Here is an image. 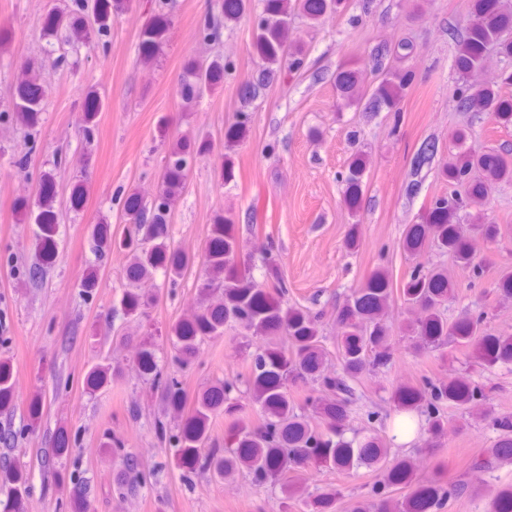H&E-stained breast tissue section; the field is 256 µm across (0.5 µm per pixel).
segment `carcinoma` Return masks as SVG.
I'll use <instances>...</instances> for the list:
<instances>
[{
  "label": "carcinoma",
  "instance_id": "cac0c4a2",
  "mask_svg": "<svg viewBox=\"0 0 512 512\" xmlns=\"http://www.w3.org/2000/svg\"><path fill=\"white\" fill-rule=\"evenodd\" d=\"M130 0H96L98 21L89 25L85 19L86 0H75L76 12L69 21L67 43L71 51L92 44L107 47L112 21L128 9ZM261 10L252 0H222L221 18L208 12L198 25L197 42L210 45L218 38L219 28L250 17L256 35L253 53L259 64L243 77L240 91L243 102L235 122L224 130V147L233 151L245 137L249 124L247 107L267 97L271 88L288 75L309 71L304 47L291 39V19L302 16L316 23L328 12L344 13L350 0H261ZM470 21L465 34L456 39L453 67L458 73L453 91L456 110L483 112L499 126H512V97L502 95L501 88L484 84L475 77L487 59L488 49L499 58L512 62V6L504 0H470ZM64 16L49 11L41 23L47 39L58 35ZM170 20L155 15L141 32L138 59L151 63ZM413 43L402 38L375 46L364 70L342 69L334 84L339 109L357 112H386L400 119L401 99L415 81V71L404 65L412 54ZM236 71V63L220 54L189 59L178 78V94L187 104L197 103L204 93L224 83V77ZM48 95L47 87L34 77L21 79L15 89L11 107L0 111V118L25 127L36 125ZM353 153L342 181L344 200L351 210L358 209L363 194L366 161L359 146L357 131H348ZM213 151L207 140L180 138L173 143L159 172V191L151 204L134 194L123 202L126 229L120 241L112 240L107 224L95 225V243L100 251L112 245L130 255L124 277L141 283L163 270L168 279L184 277L189 268L200 265L201 282L197 285L199 307L189 319L172 328L171 358L184 366L199 353L204 341L224 333L227 327H240L261 341L251 355L250 366L242 383L248 402L235 395L237 383L224 380L203 390L194 400L180 431L170 434L163 422H154L159 438L176 449V460L183 479L196 472L226 480L235 476L248 478L253 486L272 493L278 491L281 512H288V501L297 500L312 506V512H336V493H321L308 499L302 484L289 475L312 470L332 469L347 474L368 466L377 472L367 498L356 502L352 512H439L447 503L450 490L437 476L399 495L396 490L412 482L413 467L406 459L388 458L382 439L364 440L346 437L345 421L350 413L351 383L367 368L387 365L393 356L392 325L388 309L394 302V288L383 269L372 272L351 292L347 303L336 311L341 329L337 350L341 373H328L331 350L321 335V315L288 304V288L277 263L265 260L268 276L257 281L237 261L234 220L218 214L201 256L196 257L172 246L169 221L192 167ZM439 146L433 139L422 141L413 154L409 193L418 192L421 172L438 163V176L448 182V194L430 201L422 221L408 226L402 247L418 256L434 247L447 253L453 265L478 277L487 258L476 246V239L494 243L508 230L499 224L482 222L484 208L492 191L501 183L512 181V150H483L470 146L464 151L438 159ZM55 173L49 171L39 179L41 198L34 223L40 227L43 256L50 260L56 253L54 238L57 220L53 202ZM454 283L448 267L420 264L411 271L400 291V300L414 304L419 311L410 332L418 347L441 349L452 340L463 347L474 362L484 367L512 364V334L491 333L484 314H467L448 321L444 309ZM499 301H512V271H504L495 283ZM268 336H282L284 342L273 344ZM134 362L145 374L157 370L150 350L136 353ZM121 368L105 359L86 375V386L95 391L119 378ZM12 367L0 359V410L15 406L11 383ZM310 388L303 402L296 401L291 388ZM163 391L165 399L181 409L188 396L179 382L172 380ZM486 400L479 384L468 377L441 381L426 379L420 383H402L391 392V410L416 419L427 435V445L436 446L448 435V405L466 407ZM222 413L230 427L224 451L208 450L213 416ZM498 439L491 454L498 460H512V420L495 421ZM0 478L13 485L12 496L0 512H31L26 499V480L16 470H3ZM486 512H512V488L491 496Z\"/></svg>",
  "mask_w": 512,
  "mask_h": 512
}]
</instances>
